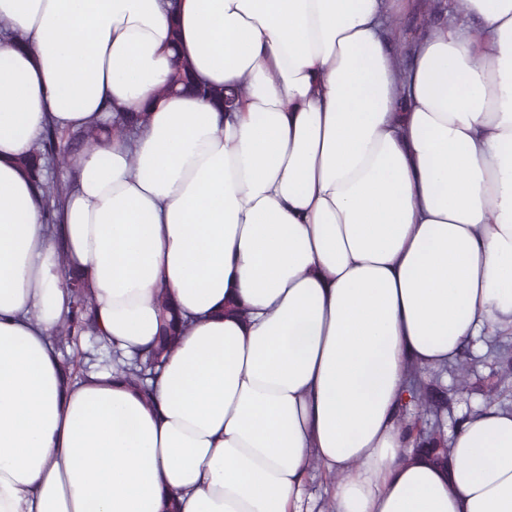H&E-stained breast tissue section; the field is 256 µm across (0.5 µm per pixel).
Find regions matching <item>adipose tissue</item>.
<instances>
[{
	"instance_id": "obj_1",
	"label": "adipose tissue",
	"mask_w": 512,
	"mask_h": 512,
	"mask_svg": "<svg viewBox=\"0 0 512 512\" xmlns=\"http://www.w3.org/2000/svg\"><path fill=\"white\" fill-rule=\"evenodd\" d=\"M393 2L0 0V512H311L315 464L333 512H512V407L444 468L400 421L410 366L512 335V0H457L405 69ZM185 65L238 110L161 95ZM143 108L47 226L18 158ZM68 269L124 359L179 307L147 392L65 373Z\"/></svg>"
}]
</instances>
